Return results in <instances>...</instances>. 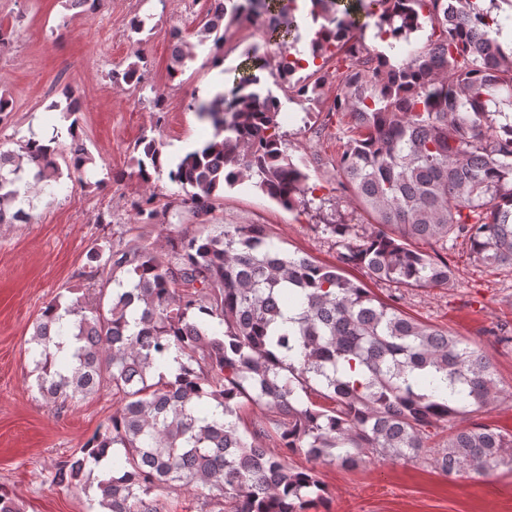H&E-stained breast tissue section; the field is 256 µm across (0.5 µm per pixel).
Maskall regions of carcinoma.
Segmentation results:
<instances>
[{
	"label": "carcinoma",
	"mask_w": 512,
	"mask_h": 512,
	"mask_svg": "<svg viewBox=\"0 0 512 512\" xmlns=\"http://www.w3.org/2000/svg\"><path fill=\"white\" fill-rule=\"evenodd\" d=\"M276 0H210L198 22L197 45L224 44L223 22L258 15L271 35L281 29ZM319 27L312 59L335 36L346 48L329 111L350 119L336 158L342 189L362 203L373 230L346 241L338 264L278 248L264 224H225L208 217L224 186L245 179L285 209L309 190L304 161L287 153L279 100L258 89L260 73L290 80L300 61L272 65L254 46L241 64L232 99L220 92L192 104L212 136L165 168L162 143L135 145L138 175L167 174L180 189L177 206L199 220L157 252L142 233L95 239L86 253L91 296L58 295L27 340L36 388L62 405L106 388L120 408L61 462L52 476L69 487L104 467L96 512H160L156 492L208 488L229 499L231 512H307L321 484L310 470L288 467L305 457L354 466L379 453L407 460L428 451L433 430L499 397L489 355L447 331L413 320L343 275L365 269L397 288L453 283L448 261L413 246L454 236L479 262L512 273V49L491 37L495 10L512 0H374L377 37L394 48L430 24L427 42L401 61L361 43L363 0H310ZM170 76L193 58L194 46L174 27ZM315 69L291 84L309 99L322 86ZM116 85L141 82L138 63L112 72ZM27 139L0 150V224H11L31 198L60 185L63 171L85 173L93 158L74 141L68 152ZM138 228L166 224L155 197L134 204ZM312 391L334 407L307 404ZM264 411L254 429L240 428L245 404ZM274 444V452L267 443ZM448 476L512 466V434L462 428L435 449Z\"/></svg>",
	"instance_id": "cac0c4a2"
}]
</instances>
